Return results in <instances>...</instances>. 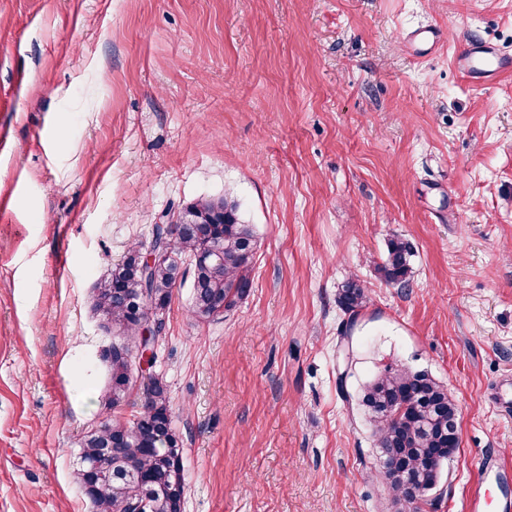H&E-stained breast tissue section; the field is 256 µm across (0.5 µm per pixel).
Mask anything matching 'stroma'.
Wrapping results in <instances>:
<instances>
[{
	"label": "stroma",
	"instance_id": "stroma-1",
	"mask_svg": "<svg viewBox=\"0 0 512 512\" xmlns=\"http://www.w3.org/2000/svg\"><path fill=\"white\" fill-rule=\"evenodd\" d=\"M428 24L445 42L412 56ZM474 39L512 52V0H0V512H93L72 470L113 340L94 285L225 194L253 287L199 323L183 281L155 347L183 512H393L357 405L390 363L453 393L424 512H465L480 457L512 465V74L470 85ZM395 236L406 288L377 271ZM368 301L369 298L366 289L355 280H351L345 284L337 298L341 309L353 318L357 317Z\"/></svg>",
	"mask_w": 512,
	"mask_h": 512
}]
</instances>
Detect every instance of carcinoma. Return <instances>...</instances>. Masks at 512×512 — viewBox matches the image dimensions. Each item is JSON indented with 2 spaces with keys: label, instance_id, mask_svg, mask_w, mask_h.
<instances>
[{
  "label": "carcinoma",
  "instance_id": "obj_1",
  "mask_svg": "<svg viewBox=\"0 0 512 512\" xmlns=\"http://www.w3.org/2000/svg\"><path fill=\"white\" fill-rule=\"evenodd\" d=\"M177 220L179 224L169 229L155 225L149 244L191 259V317L199 321L231 309L252 287L253 228L242 221L238 204L225 196L202 197L184 207ZM215 241L222 243L217 254L210 250ZM144 250V243H133L93 289L94 312L118 335L116 347L103 352L110 375L107 412L84 436L73 471L75 482L90 488L95 512H134L140 504L142 512H182L186 477L172 428L169 390L159 377H135L134 363L154 348V337L140 336L139 310L167 315L173 290L186 270L178 263H160L144 272ZM412 256L408 241L390 240L380 266L385 280L408 286ZM368 301L366 289L355 280L345 284L337 298L353 319ZM132 397L138 406L134 419L114 414ZM359 403L372 426L376 452L396 460L385 471L375 468L392 507L396 512H419L423 497L414 496L409 483L434 485L444 464L429 461L430 456L437 451L454 454L460 448V442L448 439V423L458 416L454 396L424 370L387 364L364 385ZM108 451L112 458L106 460ZM102 459L106 466L93 470L91 463Z\"/></svg>",
  "mask_w": 512,
  "mask_h": 512
}]
</instances>
